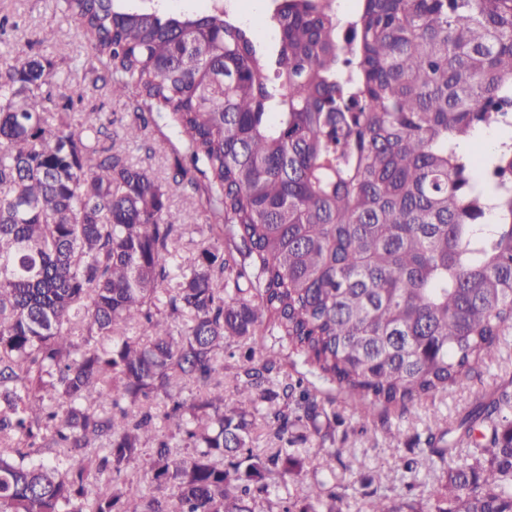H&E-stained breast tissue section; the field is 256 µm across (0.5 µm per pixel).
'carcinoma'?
Here are the masks:
<instances>
[{"instance_id":"obj_1","label":"carcinoma","mask_w":512,"mask_h":512,"mask_svg":"<svg viewBox=\"0 0 512 512\" xmlns=\"http://www.w3.org/2000/svg\"><path fill=\"white\" fill-rule=\"evenodd\" d=\"M63 3L112 95L147 111L105 145L104 125L51 109L50 65L17 46L0 72V512H256L298 461L254 452L243 406L274 404L281 440L301 423L335 441L319 425L334 400L280 378L283 349L364 418L495 358L512 326V0H272L270 47L223 0ZM151 124L184 145L185 205L219 220L188 268L166 190L127 154L151 152ZM240 339L236 407L216 374ZM455 432L421 449L443 466L436 512H512V393ZM463 444L471 462L446 469ZM322 486L293 480L283 512H340Z\"/></svg>"}]
</instances>
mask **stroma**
Instances as JSON below:
<instances>
[{
  "instance_id": "35a3bbf8",
  "label": "stroma",
  "mask_w": 512,
  "mask_h": 512,
  "mask_svg": "<svg viewBox=\"0 0 512 512\" xmlns=\"http://www.w3.org/2000/svg\"><path fill=\"white\" fill-rule=\"evenodd\" d=\"M237 17L252 29L256 39L270 43L275 23L269 0H230ZM7 17L0 34V62L9 58L15 46H24L29 55L52 64L50 89L57 111L69 113L74 123L88 120L107 123L110 134L122 133L134 112L131 101L113 98L100 73L85 68L90 43L61 10L58 0H0V17ZM57 32L53 43L43 41L45 29ZM146 138L154 147L153 155L130 149L134 163L149 165L159 183L168 188L170 219L178 224L174 254L183 265H190L207 246L211 217L207 206L186 208L181 188L172 185L170 175L179 156L180 145L167 127H148ZM320 396L335 400L336 444L321 445L304 427L293 428L287 443H280L271 431L264 411L254 413L251 446L255 452L287 446L290 453L304 461L303 480H325V490L340 495L342 512H370L379 498L405 503L433 512L430 496L441 470L420 456L419 440L428 432L450 429L480 402L512 389V332L503 337L499 354L480 375L449 388L447 393L423 400L407 412L393 409L385 414L359 417L349 396L337 385L321 382ZM418 461L415 471H407L403 462Z\"/></svg>"
}]
</instances>
